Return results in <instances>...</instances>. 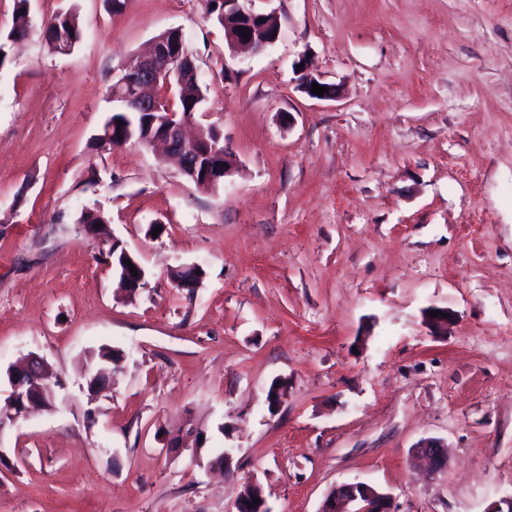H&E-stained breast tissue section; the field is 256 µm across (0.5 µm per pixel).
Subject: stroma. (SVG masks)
<instances>
[{
    "label": "stroma",
    "mask_w": 512,
    "mask_h": 512,
    "mask_svg": "<svg viewBox=\"0 0 512 512\" xmlns=\"http://www.w3.org/2000/svg\"><path fill=\"white\" fill-rule=\"evenodd\" d=\"M72 7L81 41L49 52L43 19ZM252 7L280 27L258 53L231 50L204 0H30L0 68V384L39 355L54 403L0 429V512H232L250 478L269 512H319L347 482L395 512L512 497V0ZM173 28L196 120L238 162L211 192L96 140L113 77ZM86 208L145 288L119 290ZM183 264L205 271L191 295ZM104 346L121 360L92 391ZM425 439L446 444L442 470Z\"/></svg>",
    "instance_id": "35a3bbf8"
}]
</instances>
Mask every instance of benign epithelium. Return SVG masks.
I'll list each match as a JSON object with an SVG mask.
<instances>
[{"instance_id": "benign-epithelium-1", "label": "benign epithelium", "mask_w": 512, "mask_h": 512, "mask_svg": "<svg viewBox=\"0 0 512 512\" xmlns=\"http://www.w3.org/2000/svg\"><path fill=\"white\" fill-rule=\"evenodd\" d=\"M252 0H224V27L229 30L228 45L246 46L260 52L278 38V29L270 14L257 13L251 8ZM248 37H242V32ZM198 73L194 59L188 52L182 33L169 29L158 35L149 51L128 71L112 80V111L124 115L123 126L112 123L102 135L103 144L120 148L133 139L148 144H163L165 154L175 159L181 173L191 172L196 187L214 191L220 178L231 173L235 158L226 150L222 135L209 140L205 131L189 138L185 126L195 119L193 112H174L165 105L157 93L159 84L167 89L183 85L185 78ZM150 116L151 130L141 135L137 120ZM129 263H112L116 274L123 276V287L137 290L146 286L145 270L128 251H123ZM135 266L138 275L131 273ZM44 361L36 356L27 358L20 372L9 382L10 391L0 400V430L25 417L30 409L49 406L41 380L45 375ZM422 454L436 469L445 464L444 445L438 440H427ZM258 486L251 481L235 500V512H269L264 494H258L260 502H254L249 491ZM320 512H393L391 496L363 483H346L333 489L325 499Z\"/></svg>"}]
</instances>
